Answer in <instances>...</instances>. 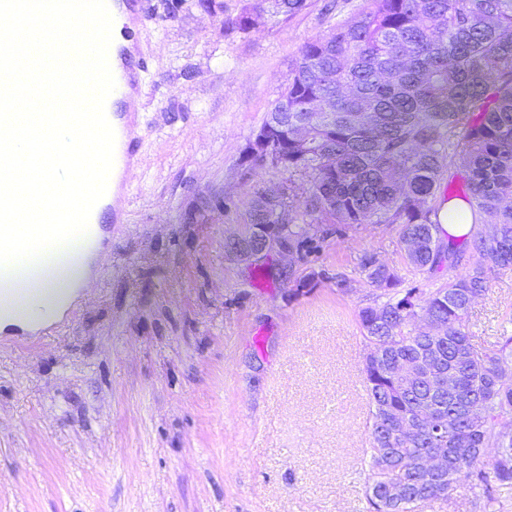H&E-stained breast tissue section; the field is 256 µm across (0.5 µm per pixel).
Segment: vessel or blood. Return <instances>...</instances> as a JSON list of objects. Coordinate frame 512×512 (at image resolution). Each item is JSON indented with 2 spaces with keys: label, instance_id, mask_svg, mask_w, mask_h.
<instances>
[{
  "label": "vessel or blood",
  "instance_id": "b4317fda",
  "mask_svg": "<svg viewBox=\"0 0 512 512\" xmlns=\"http://www.w3.org/2000/svg\"><path fill=\"white\" fill-rule=\"evenodd\" d=\"M113 17L108 61L115 80L105 113L115 132L114 166L107 192L94 207L108 223L124 221V200L133 173L140 163L142 144L141 103L145 95L144 75L148 57L138 37L146 16L145 0H107Z\"/></svg>",
  "mask_w": 512,
  "mask_h": 512
}]
</instances>
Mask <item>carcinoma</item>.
Segmentation results:
<instances>
[{"label": "carcinoma", "instance_id": "obj_1", "mask_svg": "<svg viewBox=\"0 0 512 512\" xmlns=\"http://www.w3.org/2000/svg\"><path fill=\"white\" fill-rule=\"evenodd\" d=\"M307 7V0H275L271 17L288 20ZM264 22L262 13L246 11L227 20L243 31ZM317 98L333 107L315 119L309 103ZM366 112L377 114L375 126H365ZM295 123L308 125L309 136L288 140V222L280 219V204L257 191L250 226L227 248L246 252L268 236L298 250L315 224H397L400 239L420 242L416 252L402 254L409 271L448 267V282L420 306L412 300L419 286L402 290L394 268L372 253L361 257V274L387 296L381 321L370 307L359 312L372 405L365 499L369 512H415L465 480L493 502L500 488L512 487V436L502 432L512 426V336L467 362L454 360L472 349L465 327L471 298L512 269V0H363L327 34L302 45L288 87L262 126L271 127L279 146ZM459 157L466 163L459 199L469 205L474 227L462 242L445 244L438 214L453 200L445 185ZM254 224L271 228L259 232ZM489 225L497 227L494 239L486 235ZM465 262L469 270L458 272ZM427 319L444 330H420ZM387 339L391 348L379 349ZM430 351L459 366L457 399L437 398L425 381L404 384L390 373ZM470 395L481 413L459 418L444 436L419 429L403 440L386 438V419L432 410L446 426L448 413ZM432 449L448 454V471L426 482L408 463ZM396 482L409 492L392 508L384 492Z\"/></svg>", "mask_w": 512, "mask_h": 512}]
</instances>
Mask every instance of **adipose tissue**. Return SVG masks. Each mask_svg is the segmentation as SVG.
<instances>
[{"mask_svg": "<svg viewBox=\"0 0 512 512\" xmlns=\"http://www.w3.org/2000/svg\"><path fill=\"white\" fill-rule=\"evenodd\" d=\"M88 256L46 260L23 274L0 270V331L32 330L60 319L89 277Z\"/></svg>", "mask_w": 512, "mask_h": 512, "instance_id": "obj_1", "label": "adipose tissue"}]
</instances>
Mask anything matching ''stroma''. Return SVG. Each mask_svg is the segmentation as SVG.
<instances>
[{"mask_svg":"<svg viewBox=\"0 0 512 512\" xmlns=\"http://www.w3.org/2000/svg\"><path fill=\"white\" fill-rule=\"evenodd\" d=\"M250 0H148L141 162L98 275L66 319L0 333V512H367L363 254L401 265L398 227H312L295 264L231 259L256 190L242 164L301 45L362 0H308L242 31ZM326 270L312 291L295 278ZM352 289L337 287L336 277ZM476 350L512 336V270L470 308ZM416 512L480 507L468 482Z\"/></svg>","mask_w":512,"mask_h":512,"instance_id":"1","label":"stroma"}]
</instances>
